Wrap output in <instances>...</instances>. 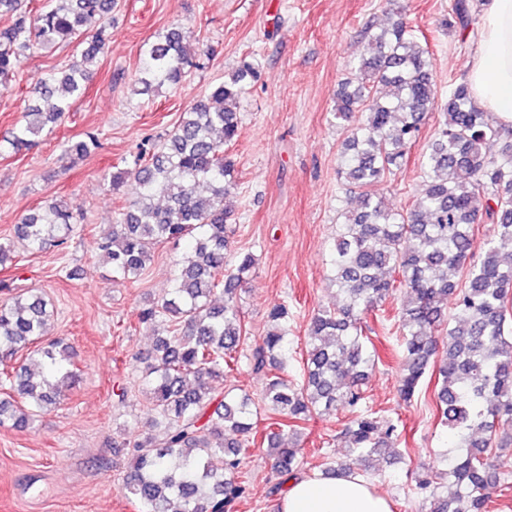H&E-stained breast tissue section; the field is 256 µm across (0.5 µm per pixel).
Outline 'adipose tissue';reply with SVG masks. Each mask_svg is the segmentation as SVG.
I'll return each instance as SVG.
<instances>
[{
  "instance_id": "adipose-tissue-1",
  "label": "adipose tissue",
  "mask_w": 512,
  "mask_h": 512,
  "mask_svg": "<svg viewBox=\"0 0 512 512\" xmlns=\"http://www.w3.org/2000/svg\"><path fill=\"white\" fill-rule=\"evenodd\" d=\"M474 98L512 124V0H484L469 76ZM393 501L368 478L309 474L289 480L280 512H393Z\"/></svg>"
}]
</instances>
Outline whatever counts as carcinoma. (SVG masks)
<instances>
[{"label":"carcinoma","instance_id":"obj_1","mask_svg":"<svg viewBox=\"0 0 512 512\" xmlns=\"http://www.w3.org/2000/svg\"><path fill=\"white\" fill-rule=\"evenodd\" d=\"M115 0H46L33 23L0 27V83L15 77L28 56L48 44L79 48L62 75L50 72L30 91L32 102L62 98L50 112L32 104L12 132L11 146L53 130L72 101L95 77L105 53L106 22ZM97 23L89 32L86 24ZM199 67L177 27L147 47L138 84L146 94L162 85L179 87ZM259 71L244 60L224 81L181 113L167 138L142 149L134 166L116 168L112 191L133 182L135 199L98 242L115 281L139 276L158 246L184 238L190 252L179 263L165 297L138 314V325L167 323L146 357L144 380L152 395L156 436L129 439L132 466L123 490L139 512H233L247 493L241 471L249 439L256 435L257 407L248 396L224 389V370L241 358L267 370L264 405L285 417L269 423L264 439L275 469L290 478L303 469L302 449L285 444L295 423L313 412L356 407L379 356L369 346L363 316L403 289L399 392L411 400L426 373H438L440 421L457 438L440 460L435 478L451 487L442 497L433 480L419 478L426 512H489L508 473L488 461L491 448L512 442V129L479 107L467 83L448 93L443 119L422 157L424 188L407 210L386 203L381 190L400 169L435 110L437 84L428 49L401 21L367 35L350 77L336 94L334 117L344 135L339 173L358 194L359 207L343 214L330 255L329 282L336 303L309 320L303 381L281 376L288 362V310L277 306L272 330L243 353L245 329L238 287L256 265L251 252L229 256V217L236 185L230 147L239 137L237 100ZM499 146L491 152L489 146ZM93 135L66 142L64 153L88 156ZM166 202H155L157 187ZM485 215L493 234L477 263L470 262L474 224ZM78 207L55 198L21 218L16 236L31 251L67 242ZM465 273L459 283L448 272ZM454 298L453 312L444 306ZM51 314L39 293L20 290L0 303V426L16 431L57 405L73 378L63 366L67 349L49 340ZM26 358L41 370L25 365ZM395 426L372 413L356 415L341 432L347 447L366 462L389 455Z\"/></svg>","mask_w":512,"mask_h":512}]
</instances>
